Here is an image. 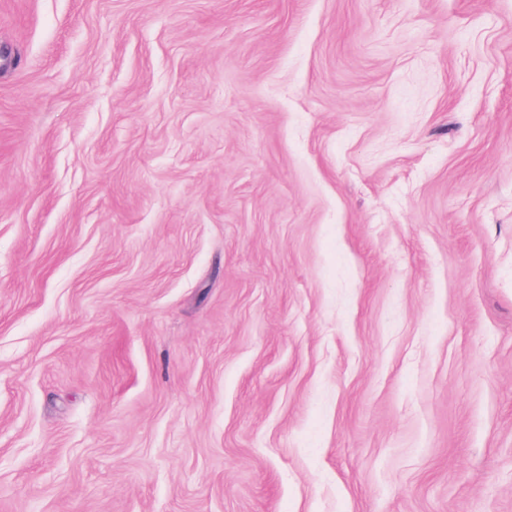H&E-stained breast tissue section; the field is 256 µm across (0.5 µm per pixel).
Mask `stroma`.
<instances>
[{"instance_id": "1", "label": "stroma", "mask_w": 512, "mask_h": 512, "mask_svg": "<svg viewBox=\"0 0 512 512\" xmlns=\"http://www.w3.org/2000/svg\"><path fill=\"white\" fill-rule=\"evenodd\" d=\"M0 512H512V0H0Z\"/></svg>"}]
</instances>
